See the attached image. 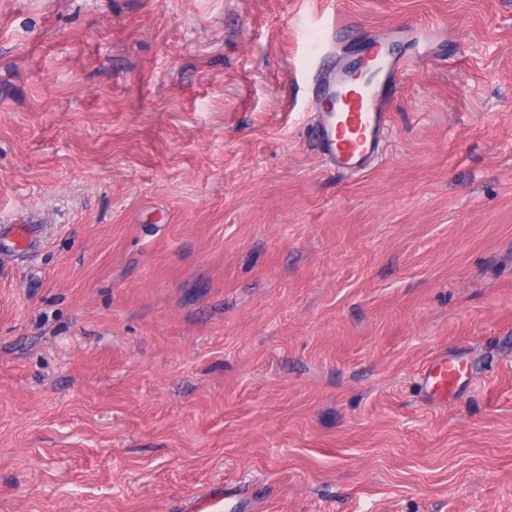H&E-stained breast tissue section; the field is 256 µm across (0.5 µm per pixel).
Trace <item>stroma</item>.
<instances>
[{
  "instance_id": "obj_1",
  "label": "stroma",
  "mask_w": 512,
  "mask_h": 512,
  "mask_svg": "<svg viewBox=\"0 0 512 512\" xmlns=\"http://www.w3.org/2000/svg\"><path fill=\"white\" fill-rule=\"evenodd\" d=\"M374 41L404 77L344 175L309 78ZM24 219L0 512H512V0H0ZM469 369L465 358L445 354L435 358L423 370V382L434 398L442 400L444 393L450 392L462 373Z\"/></svg>"
}]
</instances>
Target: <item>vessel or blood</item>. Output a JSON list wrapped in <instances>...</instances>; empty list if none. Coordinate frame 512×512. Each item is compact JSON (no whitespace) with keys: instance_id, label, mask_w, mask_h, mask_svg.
<instances>
[{"instance_id":"obj_1","label":"vessel or blood","mask_w":512,"mask_h":512,"mask_svg":"<svg viewBox=\"0 0 512 512\" xmlns=\"http://www.w3.org/2000/svg\"><path fill=\"white\" fill-rule=\"evenodd\" d=\"M358 70L334 69L324 81L311 85L313 98L337 103L332 112L318 113L315 142L324 163L335 171L360 175L381 157V143L389 126L386 86L393 84L398 66L386 45L375 42L362 53ZM37 239L29 224L18 225L14 239L1 247L4 252L33 249ZM469 363L465 358L442 355L423 371V382L434 398L452 390Z\"/></svg>"}]
</instances>
